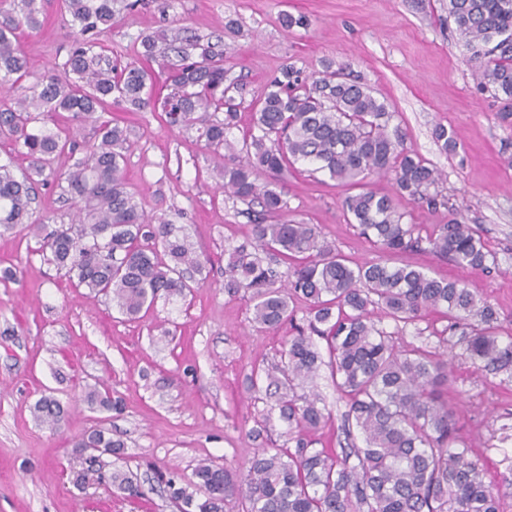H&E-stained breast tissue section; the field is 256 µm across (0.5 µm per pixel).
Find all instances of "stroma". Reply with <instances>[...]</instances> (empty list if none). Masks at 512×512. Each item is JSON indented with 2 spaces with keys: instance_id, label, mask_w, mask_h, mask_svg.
Instances as JSON below:
<instances>
[{
  "instance_id": "1",
  "label": "stroma",
  "mask_w": 512,
  "mask_h": 512,
  "mask_svg": "<svg viewBox=\"0 0 512 512\" xmlns=\"http://www.w3.org/2000/svg\"><path fill=\"white\" fill-rule=\"evenodd\" d=\"M39 5L42 28L19 33L18 41L39 68L54 70L73 36L59 0ZM285 12L306 16L308 26L284 29ZM152 33L193 35L223 50L225 84L243 102L230 134L237 143L253 125L251 103L286 65L311 76L332 61L358 77L395 111L408 147L443 173L451 207L480 229L497 258L495 267L475 270L418 249L401 262L464 282L496 308L500 336L512 337V167L505 162L512 125L500 121V102L478 86L448 21L447 0H145L100 43L123 63ZM103 116L130 130L124 175L139 208L183 226L195 243L199 286L187 299H158L139 319L126 320L104 295L76 287L42 251L44 228L70 223L73 208L55 183L38 185L44 224L0 236V512H179L157 473L183 484L206 461L242 474L255 449L295 445V429L280 417V394L265 378L280 363L289 331L255 327L247 290L232 294L224 286L228 254L247 240L256 206L224 193L219 160L196 130L113 101ZM439 124L456 133L455 152L435 143ZM279 188L289 218L316 225L350 265L381 259L348 223L346 192L328 176L301 164ZM382 325L400 348L447 353L448 405L459 433L488 482L512 483V385L477 369L440 313L403 328L388 318ZM92 388L109 392L110 409L88 403ZM306 390L329 413L310 435L313 448L338 454L361 445L359 432L345 430L346 400L328 368ZM44 397L63 408L57 426L33 413ZM101 428L125 444L122 454L102 456L103 473L131 472L139 499L82 476L74 443Z\"/></svg>"
}]
</instances>
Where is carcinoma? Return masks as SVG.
Here are the masks:
<instances>
[{"mask_svg":"<svg viewBox=\"0 0 512 512\" xmlns=\"http://www.w3.org/2000/svg\"><path fill=\"white\" fill-rule=\"evenodd\" d=\"M140 0H62L76 45L59 74H36L17 34L41 26L37 0H0V138L20 147L30 171L20 176L11 163L0 164V232L19 224H40L35 215L36 184L63 185L77 204L75 223L43 238L49 261L76 277L77 286L103 294L119 312L134 319L159 298L185 297L191 286L182 268L200 256L182 228L139 210L123 173L127 130L103 121L85 155L65 171L57 156L73 145V133L47 125L53 112L74 120L93 118L108 100L131 111L164 112L170 126L196 129L213 154L233 156L219 169L224 190L256 203L251 244L262 260L242 245L229 256L225 287L251 292L253 322L276 329L293 321L296 296L310 304L307 326H294L284 362L267 371L269 383L286 389L281 418L298 428L296 446L254 454L246 474L201 463L196 482L165 485L182 512H226L238 502L245 512H503L502 495L486 483L483 465L458 433L456 413L448 408V361L421 347L396 348L392 333L379 327L375 312L396 323L414 324L430 311L448 317V331L459 333L464 351L481 370L512 382V338L498 336V314L463 284L429 275L393 257L428 249L462 267L485 269L493 254L476 227L457 217L439 190L441 172L405 146V134L392 125L395 112L375 98L344 68L327 62L312 77L290 64L267 86L254 106L253 129L237 148L228 138L236 127L239 104L226 96L224 52L198 38L176 46L161 35L141 38V57L117 66L97 50L101 35L120 14ZM448 21L477 67L475 78L503 104L500 118H512V0H448ZM166 61V94L154 90L146 62ZM444 152L457 137L444 125L433 131ZM314 166L353 193L343 200L350 223L358 225L388 259L351 267L313 224L288 219L278 190L288 166ZM372 175L392 180L395 196L367 187ZM429 211L448 210V222L423 236L403 222L395 199ZM154 242L162 252L144 247ZM292 266L280 283L278 265ZM325 340L328 360L311 335ZM348 400L347 418L364 447L337 456L309 447L302 433L317 429L326 408L319 399L297 394L322 365ZM38 418L54 426L61 407L44 397L34 406ZM78 448H110L124 443L96 429ZM112 484L129 499L141 495L134 478L112 473Z\"/></svg>","mask_w":512,"mask_h":512,"instance_id":"obj_1","label":"carcinoma"}]
</instances>
